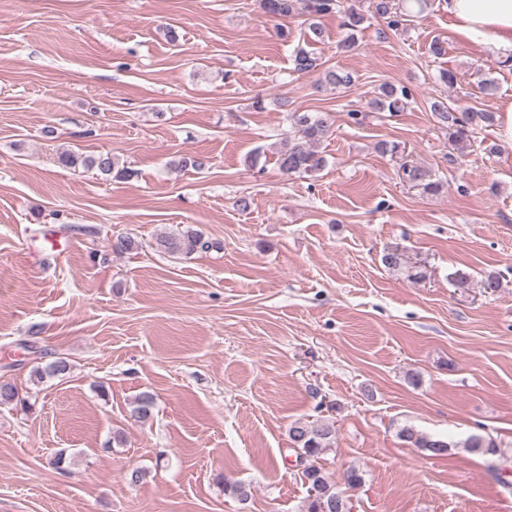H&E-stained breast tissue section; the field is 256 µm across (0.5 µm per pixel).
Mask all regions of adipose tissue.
I'll list each match as a JSON object with an SVG mask.
<instances>
[{"label":"adipose tissue","mask_w":512,"mask_h":512,"mask_svg":"<svg viewBox=\"0 0 512 512\" xmlns=\"http://www.w3.org/2000/svg\"><path fill=\"white\" fill-rule=\"evenodd\" d=\"M460 36L512 62V0H439Z\"/></svg>","instance_id":"1"}]
</instances>
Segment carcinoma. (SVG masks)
<instances>
[{
	"mask_svg": "<svg viewBox=\"0 0 512 512\" xmlns=\"http://www.w3.org/2000/svg\"><path fill=\"white\" fill-rule=\"evenodd\" d=\"M263 10L274 18L288 19L297 16L305 17L306 37L311 43L324 41V28L317 19L335 11L342 13L341 26L347 35L339 43L338 49L343 54H353L358 48L357 31L365 22L361 0H262ZM369 12L374 18L386 22L391 29H398L407 21L406 14L397 11L394 0H369ZM294 71L302 75H314L322 85L334 89H349L354 83L353 75L344 69L326 68L322 58L306 49H299L293 58ZM411 92L406 87H397L384 83L369 104V111L355 109L349 112L350 118L357 124L368 117V112H386L395 116L404 110ZM429 109L448 134V141L460 145L469 140L470 133L477 127L491 126L494 116L477 108L461 110L448 103L446 98H435L429 103ZM292 135L288 136L277 152L276 165L280 172L292 177L295 175H311L325 166V158L318 151L319 145L333 134L334 119L329 112H292L289 114ZM60 163L65 167L83 166L97 170L105 178L128 179L132 172L119 165L112 153L99 152L82 155L64 151L59 156ZM403 180L412 187L428 195L441 193L445 184L441 178L426 168L405 161L401 164ZM160 251L171 255L188 257L199 251H207L212 243L205 240L204 235L192 228L177 233L161 236L157 241ZM69 362L59 357L41 368L35 369L36 376H62L69 372ZM154 407V397L150 394L139 396L132 416L139 421L150 418ZM288 436L292 447L300 450L304 466L301 472L302 481L314 490V494L305 499L301 512H349L347 500L337 490L336 484L317 465V459L336 441V427L329 421L302 422L297 420L289 428ZM400 439L416 448H423L434 456L443 455L452 448H465L473 453L496 456L499 446L488 435L472 434L464 440L451 437L435 439L417 429L406 426L399 431Z\"/></svg>",
	"mask_w": 512,
	"mask_h": 512,
	"instance_id": "obj_1",
	"label": "carcinoma"
}]
</instances>
